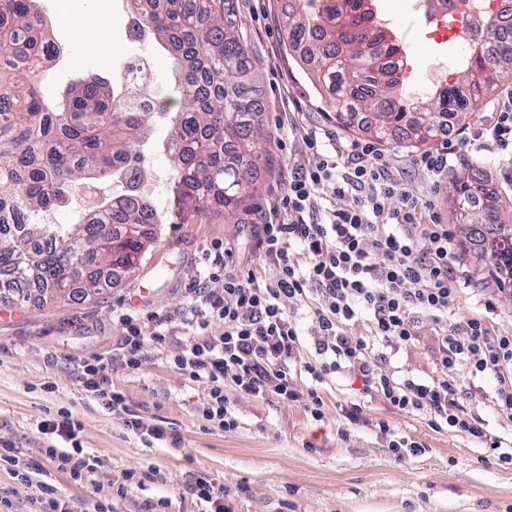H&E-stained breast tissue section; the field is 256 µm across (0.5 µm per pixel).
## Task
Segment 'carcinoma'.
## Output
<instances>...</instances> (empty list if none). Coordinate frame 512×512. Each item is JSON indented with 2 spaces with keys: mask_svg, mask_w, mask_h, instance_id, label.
<instances>
[{
  "mask_svg": "<svg viewBox=\"0 0 512 512\" xmlns=\"http://www.w3.org/2000/svg\"><path fill=\"white\" fill-rule=\"evenodd\" d=\"M37 0H0V225L19 211L37 217L68 203L83 180H122L123 189L76 212L70 224L20 225L0 237V301L23 303L37 287L43 303L80 293L93 300L105 278L134 269L154 240L148 226L174 224L187 214L206 224L211 213L236 210L253 191L261 156L253 144L267 138L262 106L253 100L254 66L239 35L231 0H125L135 15L134 37H153L175 73L171 94L179 109L138 106V88L122 81L82 80L50 97L44 81L59 49L49 52V31ZM365 0H286L288 48L312 72L324 106L336 123L383 144L419 147L442 128L441 116L460 124L474 101L488 99L512 74L509 42L497 21L481 29V50L456 82L416 101L404 78L381 61L382 34ZM363 25L372 52L350 49V28ZM166 119V150L175 178L165 206L141 191L144 155L155 118ZM449 193L462 221L461 255L474 254L490 275L512 288V215L499 211L502 188L481 164H466Z\"/></svg>",
  "mask_w": 512,
  "mask_h": 512,
  "instance_id": "cac0c4a2",
  "label": "carcinoma"
}]
</instances>
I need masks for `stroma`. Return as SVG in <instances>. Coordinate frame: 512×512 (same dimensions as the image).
Segmentation results:
<instances>
[{"label":"stroma","instance_id":"35a3bbf8","mask_svg":"<svg viewBox=\"0 0 512 512\" xmlns=\"http://www.w3.org/2000/svg\"><path fill=\"white\" fill-rule=\"evenodd\" d=\"M281 0H233L235 28L257 62L258 98L269 136L260 141L265 157L253 195L231 215L216 212L205 224H162L146 256L130 273L113 280L98 299L53 305L29 299L1 306L0 448L19 463L0 464V512H206L193 495L196 481L223 490L234 512H512V466L488 458L465 437L431 428L423 416L392 409L382 398L362 397L358 382L338 378L324 386L325 415L316 420L301 404L272 398H232L235 429L225 431L205 420L209 388L182 375L170 360L188 337L179 319L190 300L187 283L202 271L198 256L213 241L230 243L236 268H254L250 226L261 221L285 192L288 167L314 164L312 155H288L279 145L285 113H304L320 133L351 139L352 134L325 112L311 76L289 52L280 17ZM405 0H374L379 12L393 14L412 28L414 76H422L442 50L432 37V22H409ZM54 40L68 56L49 76L64 84L90 73L115 77L126 60L143 58L151 66V90L166 96L174 82L168 56L157 44L132 40L124 0H38ZM105 18L111 50L90 51L88 36ZM491 105L467 120L453 171L483 160L488 177L512 176V158L479 155L471 143L491 122ZM397 180L405 190L431 203L450 242L457 226L448 207V183L431 182L413 168ZM454 274L461 289L448 311L459 323L472 313L489 312L500 330L512 332V299L487 270L473 260H458ZM168 320L166 342L147 341L138 369L122 358L124 327L119 314ZM104 361L112 391L125 397L115 411L87 391L84 363ZM495 382L465 385L460 402L494 434L512 441V422L490 403ZM362 403L363 417L347 422L342 407ZM165 430L164 440L128 429L127 414ZM69 416L77 422L75 443L47 433L46 423ZM404 437L426 444L425 454L404 459L389 451L390 440ZM80 445L92 472L73 479L46 454ZM55 495H47L46 487Z\"/></svg>","mask_w":512,"mask_h":512}]
</instances>
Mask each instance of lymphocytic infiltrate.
Returning <instances> with one entry per match:
<instances>
[{"label": "lymphocytic infiltrate", "instance_id": "obj_1", "mask_svg": "<svg viewBox=\"0 0 512 512\" xmlns=\"http://www.w3.org/2000/svg\"><path fill=\"white\" fill-rule=\"evenodd\" d=\"M291 147L316 158L288 170L287 189L251 236L259 265L234 273V250L224 243L203 249L204 275L187 285L191 299L182 320L194 341L174 353L175 367L210 387L206 420L226 430L237 420L229 393L298 403L314 419L324 416L322 385L359 379L364 395L376 394L399 412L428 416L512 464V448L459 403V375L493 377L491 403L512 421V336L487 315L452 324L455 257L448 231L430 203L403 191L392 155L367 141L320 140L296 118L280 126ZM353 196L346 209L332 206ZM224 282L222 292L210 283ZM300 307L304 322L288 313ZM123 359L137 368L146 340L163 341L164 320L146 326L122 314ZM221 324L212 335V324ZM432 341L431 372L391 365V353L421 337ZM309 381L299 390L296 373Z\"/></svg>", "mask_w": 512, "mask_h": 512}]
</instances>
